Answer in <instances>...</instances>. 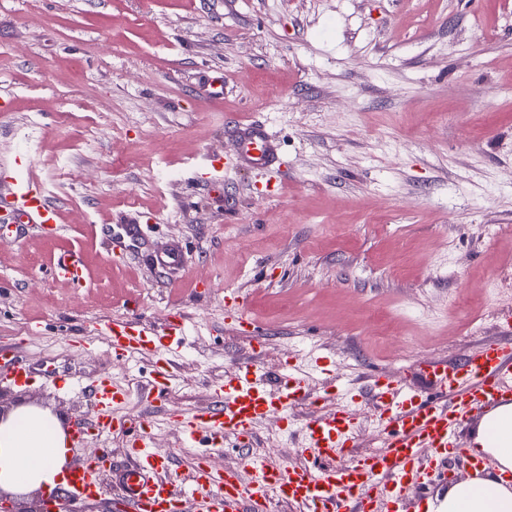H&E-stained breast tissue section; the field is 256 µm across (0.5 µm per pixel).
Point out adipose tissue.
<instances>
[{
    "instance_id": "1",
    "label": "adipose tissue",
    "mask_w": 512,
    "mask_h": 512,
    "mask_svg": "<svg viewBox=\"0 0 512 512\" xmlns=\"http://www.w3.org/2000/svg\"><path fill=\"white\" fill-rule=\"evenodd\" d=\"M498 426V445L486 447L488 424ZM66 430L49 412L20 407L0 424V488L24 495L35 490L66 489L68 447ZM475 442L491 459L493 474L472 476L451 485L437 500L434 512H512V485L505 479L512 471V412L498 409L479 425Z\"/></svg>"
}]
</instances>
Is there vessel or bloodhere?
Listing matches in <instances>:
<instances>
[{"label":"vessel or blood","instance_id":"obj_1","mask_svg":"<svg viewBox=\"0 0 512 512\" xmlns=\"http://www.w3.org/2000/svg\"><path fill=\"white\" fill-rule=\"evenodd\" d=\"M236 141L238 162L256 169L276 164L277 146L262 125H240ZM0 206L26 218L31 230L58 228L54 205L33 181L15 177L0 186ZM50 273L75 284L83 281L82 267L71 254L59 257ZM107 332L113 359L153 358L155 374L142 393L161 398L172 383V357L184 343V317H173L161 330L115 320ZM263 350V342H254L223 383L212 387L209 405L177 415L175 426L184 442L205 445L191 467L174 469L175 449L155 447L152 421L145 417L139 434L126 442L124 460H113L111 449H100L69 472V486L84 498L100 495L97 474L109 465L125 492L128 512H273L277 504L295 512H405L403 488L425 486L431 474L443 471L449 449L462 446L463 427L493 410L512 407L508 319L496 337L478 340L464 358L422 364L427 382L440 393L436 400L423 401L411 381L399 375L376 373L371 391L383 440L366 453L357 450L359 424L353 409L327 403L333 381H326L324 394L316 396L295 371L270 377L260 363ZM0 376L27 385L37 372L17 361L11 347L1 346ZM84 390L91 404L90 423L75 428L73 438L125 430L127 420L114 408L121 391L110 388L104 377L86 383ZM302 406L307 409L304 463L289 466L258 453L255 422L272 413L293 420ZM231 440L251 447V455L238 468L212 466L211 454L223 451Z\"/></svg>","mask_w":512,"mask_h":512}]
</instances>
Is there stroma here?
<instances>
[{"label": "stroma", "instance_id": "obj_1", "mask_svg": "<svg viewBox=\"0 0 512 512\" xmlns=\"http://www.w3.org/2000/svg\"><path fill=\"white\" fill-rule=\"evenodd\" d=\"M251 121L278 146L272 172L232 162ZM18 157L61 230L0 208V341L43 374L0 379L1 407L70 426L90 405L63 378L104 374L175 448L166 415L208 405L258 337L267 370L294 354L316 391L312 359L331 357L371 449L375 371L462 358L512 312V0H0V181ZM173 246L179 268L157 265ZM62 250L82 291L47 274ZM230 294L255 331L226 319ZM178 313L186 344L154 403L138 391L152 357L113 360L105 326ZM256 430L303 461L298 426ZM447 469L406 490L408 512L472 472L459 455Z\"/></svg>", "mask_w": 512, "mask_h": 512}]
</instances>
